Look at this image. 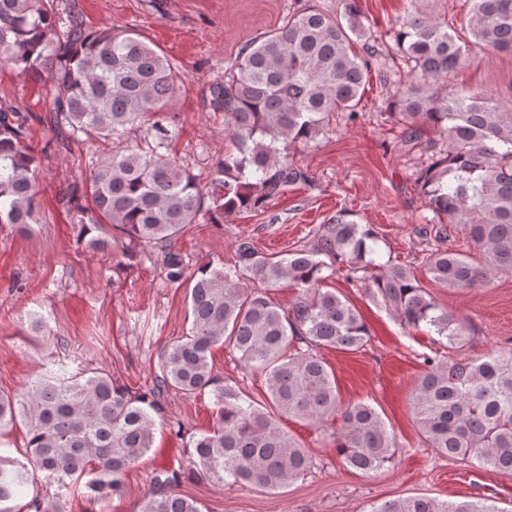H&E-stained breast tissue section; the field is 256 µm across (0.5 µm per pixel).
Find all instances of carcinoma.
Returning a JSON list of instances; mask_svg holds the SVG:
<instances>
[{
	"mask_svg": "<svg viewBox=\"0 0 512 512\" xmlns=\"http://www.w3.org/2000/svg\"><path fill=\"white\" fill-rule=\"evenodd\" d=\"M409 0L387 30L395 57L412 80L398 84L393 113L400 138L414 146L442 142V152L418 177L438 221L460 226L483 252L474 264L453 249L426 258L430 278L443 286L473 288L493 273H512V112L478 88L443 83L464 60L448 19ZM331 16L311 6L287 13L281 25L247 44L234 68L209 86L206 102L224 113L229 148L212 171L211 190L169 150L178 134L171 103L180 90L173 63L131 29L91 32L79 16L60 14L54 0H0V62L29 78H47L63 140H139L109 157L90 156L83 205L68 197L81 236L94 248L108 241V224L124 240L129 261L157 243L176 239L188 224H219L224 215L257 211L288 187L310 181L290 158L298 144L316 140L337 112L358 117L370 81L377 36L358 0H342ZM467 29L491 52L512 53V0H472ZM28 116L0 106V224L20 230L37 223L39 158L25 142ZM378 233L343 211L319 225L312 245L284 255L237 247L234 266L202 264L188 288L191 326L165 348L162 376L132 395L104 371L39 376L15 394L0 395V432L26 429L23 458L0 453V512H17L23 488L56 487L50 499L34 496L31 512H64L60 497L86 480L90 500L119 496L125 476L153 447L160 396L173 389L208 394L215 424L188 444L186 468L155 470L139 512H202L181 491L188 469L216 485L287 487L313 466L309 452L276 417L321 425L340 413L336 450L365 474L395 462L396 443L377 410L358 402L340 408L334 373L323 348L358 351L368 327L349 300L325 287L338 271L356 282L368 272L365 293L402 326L447 338L448 348L470 339L468 322L439 307L414 272L376 262ZM166 280L185 277L182 256L167 251ZM284 283L301 290L285 312L268 297ZM228 345L243 370L265 380L256 401L219 379L211 350ZM425 372L412 391V408L427 444L440 457L512 477V349L478 359L422 355ZM372 512H506L493 504L440 501L426 496L389 500Z\"/></svg>",
	"mask_w": 512,
	"mask_h": 512,
	"instance_id": "1",
	"label": "carcinoma"
}]
</instances>
